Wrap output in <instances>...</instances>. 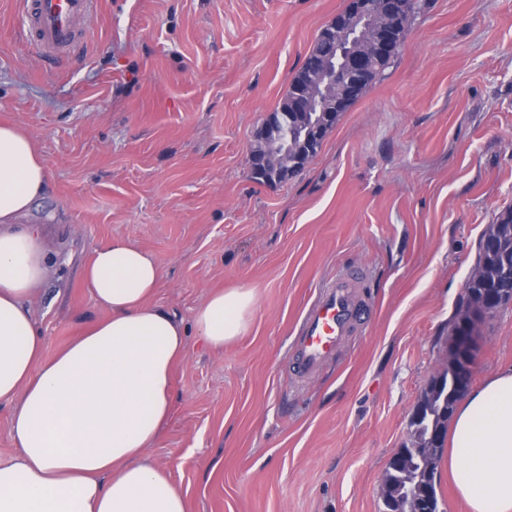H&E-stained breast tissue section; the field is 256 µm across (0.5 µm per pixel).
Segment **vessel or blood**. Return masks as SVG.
<instances>
[{
	"instance_id": "obj_1",
	"label": "vessel or blood",
	"mask_w": 512,
	"mask_h": 512,
	"mask_svg": "<svg viewBox=\"0 0 512 512\" xmlns=\"http://www.w3.org/2000/svg\"><path fill=\"white\" fill-rule=\"evenodd\" d=\"M98 0H19L21 25L41 57L83 54L90 17ZM364 269L337 275L320 289L306 310L292 344L290 369L301 381L335 361L349 336L368 322L371 307L361 294Z\"/></svg>"
}]
</instances>
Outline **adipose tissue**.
<instances>
[{
  "label": "adipose tissue",
  "mask_w": 512,
  "mask_h": 512,
  "mask_svg": "<svg viewBox=\"0 0 512 512\" xmlns=\"http://www.w3.org/2000/svg\"><path fill=\"white\" fill-rule=\"evenodd\" d=\"M46 184L31 137L0 124V407L16 448L0 457V512H188L143 458L171 417L188 352L181 321L153 302L161 267L126 242L98 246L84 282L107 315L45 357L30 303L52 257L40 228L15 219ZM255 301L249 288L210 294L194 317L206 344L242 335ZM448 472L470 512H512V365L457 403Z\"/></svg>",
  "instance_id": "obj_1"
}]
</instances>
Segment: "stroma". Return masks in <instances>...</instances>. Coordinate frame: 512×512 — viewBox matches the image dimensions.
I'll return each mask as SVG.
<instances>
[{
	"label": "stroma",
	"instance_id": "35a3bbf8",
	"mask_svg": "<svg viewBox=\"0 0 512 512\" xmlns=\"http://www.w3.org/2000/svg\"><path fill=\"white\" fill-rule=\"evenodd\" d=\"M348 0H100L84 58L47 61L0 0V123L48 186L22 224L57 263L31 304L53 356L105 317L98 245L152 255L153 301L188 331L175 411L145 458L188 512H380L392 454L448 361L479 241L512 209V0H423L388 67L305 169L260 185L250 146ZM368 271L369 321L337 362L287 372L306 306ZM254 289L247 331L207 348L195 311ZM474 379L512 364V305L478 326Z\"/></svg>",
	"mask_w": 512,
	"mask_h": 512
}]
</instances>
